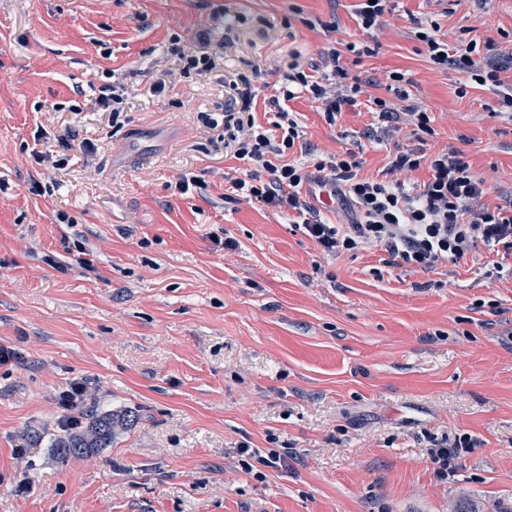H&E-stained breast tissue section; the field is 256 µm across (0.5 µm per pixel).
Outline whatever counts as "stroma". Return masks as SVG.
<instances>
[{"label": "stroma", "mask_w": 512, "mask_h": 512, "mask_svg": "<svg viewBox=\"0 0 512 512\" xmlns=\"http://www.w3.org/2000/svg\"><path fill=\"white\" fill-rule=\"evenodd\" d=\"M356 4L0 0V345L21 354L0 365V512H512V253L481 246L430 272L377 247L325 254L298 214L234 196L248 166L200 120L243 75L272 129L265 102L292 60L375 40L374 56L345 54L350 75L394 105L404 73L432 135L364 105L331 123L303 95L287 109L315 158L352 156L381 181L392 152L454 149L505 205L512 114L491 90L459 95L463 75L418 53L411 20L481 45L512 34V0H397L371 35ZM203 28L215 66L183 76L167 49ZM119 84L116 122L94 101ZM68 128L76 147L33 157L36 130ZM185 174L198 183L183 194ZM76 377L92 391L82 420L138 419L64 460L57 394ZM462 438L439 479L430 449ZM243 445L293 456L247 472Z\"/></svg>", "instance_id": "obj_1"}]
</instances>
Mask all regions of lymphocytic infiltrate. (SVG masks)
Masks as SVG:
<instances>
[{"label": "lymphocytic infiltrate", "instance_id": "1", "mask_svg": "<svg viewBox=\"0 0 512 512\" xmlns=\"http://www.w3.org/2000/svg\"><path fill=\"white\" fill-rule=\"evenodd\" d=\"M414 32L422 51L442 68L468 77L470 83L490 87L498 95L504 111L512 112V86L500 74L512 66V52H496L494 40H486L484 55H477L476 42L449 46L439 35L438 23L414 19ZM372 56L368 44H347L345 50L329 48L308 70L289 65L280 96L268 101L279 118L278 135H269L256 125L252 114L254 95L248 78L229 81L228 104L224 111L203 115L208 128H223L225 147L236 159L248 163L249 173L234 179L239 196L302 217L305 234L322 252L355 250L374 244L389 255V264L433 271L457 263L478 245L499 246L512 251V215L504 207L483 205L485 181L456 150L425 155L409 149L392 155L382 181L359 178L356 161L330 158L320 160L313 170L304 164L283 162V155L294 148L301 133L285 109L286 101L306 93L322 105L328 121L357 106L362 92L359 79L350 76L341 61L343 52ZM427 166L430 178L416 192L403 189L402 173ZM329 188L342 207L351 213V224L323 222L319 211L308 201L311 186Z\"/></svg>", "mask_w": 512, "mask_h": 512}]
</instances>
